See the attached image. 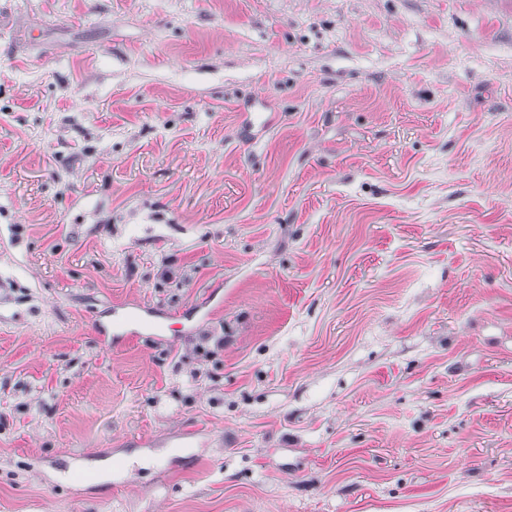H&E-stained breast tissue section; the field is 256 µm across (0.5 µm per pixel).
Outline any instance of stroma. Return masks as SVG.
I'll return each instance as SVG.
<instances>
[{
	"label": "stroma",
	"mask_w": 512,
	"mask_h": 512,
	"mask_svg": "<svg viewBox=\"0 0 512 512\" xmlns=\"http://www.w3.org/2000/svg\"><path fill=\"white\" fill-rule=\"evenodd\" d=\"M0 512H512V0H0Z\"/></svg>",
	"instance_id": "35a3bbf8"
}]
</instances>
